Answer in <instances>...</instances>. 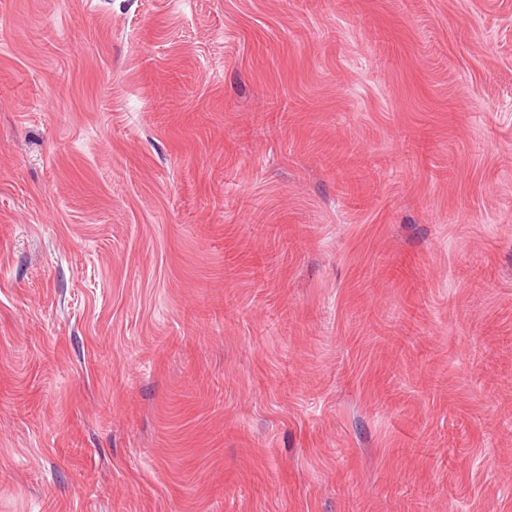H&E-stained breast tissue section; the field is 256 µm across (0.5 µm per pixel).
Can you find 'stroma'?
Masks as SVG:
<instances>
[{"instance_id":"1","label":"stroma","mask_w":512,"mask_h":512,"mask_svg":"<svg viewBox=\"0 0 512 512\" xmlns=\"http://www.w3.org/2000/svg\"><path fill=\"white\" fill-rule=\"evenodd\" d=\"M512 512V0H0V512Z\"/></svg>"}]
</instances>
